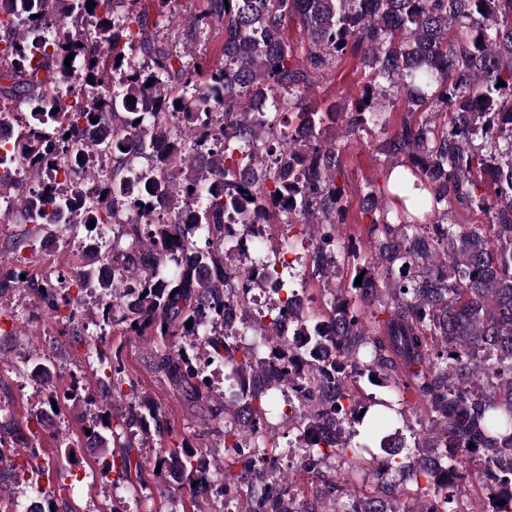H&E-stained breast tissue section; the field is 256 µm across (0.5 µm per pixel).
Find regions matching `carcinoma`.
Returning a JSON list of instances; mask_svg holds the SVG:
<instances>
[{"mask_svg":"<svg viewBox=\"0 0 512 512\" xmlns=\"http://www.w3.org/2000/svg\"><path fill=\"white\" fill-rule=\"evenodd\" d=\"M93 2L89 11L87 0H0V62L7 66L0 79L9 81L0 84V121L23 126L22 146L39 143L34 179L62 160L88 171L103 147L122 155L125 129L145 151L168 144L157 159L168 170L163 179L150 170L127 179L114 168L112 179L89 192L48 188L37 205L21 200L27 217L48 210L66 230L75 228L63 223L73 210L82 211L85 226L136 215L117 225L127 246L106 257L86 254L73 284L108 297L103 320L124 335L154 338V365L169 387L210 409L224 461L210 465L187 439L164 448L154 460L163 489L173 482L199 496L216 473L226 489L247 488L237 512H457L451 504L466 458L483 467L484 512H512V0H206L193 27L224 26V67L202 84L150 29L158 23L137 11L140 0H126L123 24L110 15L112 0ZM292 17L296 38L284 26ZM46 18L57 29L34 38ZM67 20H90L105 31L109 60L100 43L61 25ZM136 47L142 63L131 62ZM349 51L362 54L370 73L361 98L324 111L304 107L315 77ZM68 55L89 87L111 92L41 104L40 88L68 79ZM386 85L406 92L407 111L439 119L405 120L379 142L395 175L368 183V247L348 252L351 277L338 285L335 254L344 244L336 225L346 219L347 190L337 183L342 148L329 130L340 115L350 135L378 124L376 99ZM107 112L112 120L99 125L94 142L76 145L79 128ZM150 194L176 205L192 199L189 221L142 218ZM458 208L490 213L492 222L460 224L453 219ZM276 216L288 227L312 229L308 265L326 296L320 319L295 310L298 292L279 269L284 252L241 266L224 261L225 241L236 239L242 249L249 233ZM143 251L153 253V263L135 262ZM102 261L115 278L99 275ZM19 286L54 319L77 323L79 299L46 278L0 277V298ZM255 288L278 296L257 318L247 303ZM230 297L241 303V320L259 321L267 357L243 350L224 329ZM204 306L211 308L205 332L197 323ZM284 315L294 318L287 337ZM89 358L110 369L98 396L71 387L49 390L46 401L88 406L84 437L113 456L104 474L128 481L142 471L141 461L127 452L116 461L113 449L147 445L168 427L153 400L123 376L119 356L96 346ZM214 364L235 375L239 401L231 408L213 392L207 370ZM362 378L390 394L416 396L431 421L418 447L430 452L402 454L398 428L377 442L351 443L365 416L381 425L403 416L363 394ZM284 386L297 390L288 419L303 450L301 470L333 456L368 458L381 488L360 494L330 481L322 492L330 507L319 511L297 500L289 475L268 482L277 459L261 431L264 404ZM116 398L126 406L114 415ZM11 443L23 438L15 423L3 422L0 461ZM397 478L414 505L395 498Z\"/></svg>","mask_w":512,"mask_h":512,"instance_id":"carcinoma-1","label":"carcinoma"}]
</instances>
